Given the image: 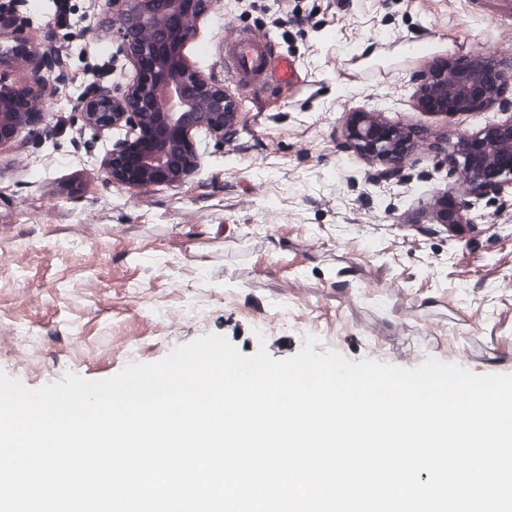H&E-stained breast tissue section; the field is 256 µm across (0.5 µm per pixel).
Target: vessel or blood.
Returning a JSON list of instances; mask_svg holds the SVG:
<instances>
[{
  "label": "vessel or blood",
  "instance_id": "obj_1",
  "mask_svg": "<svg viewBox=\"0 0 512 512\" xmlns=\"http://www.w3.org/2000/svg\"><path fill=\"white\" fill-rule=\"evenodd\" d=\"M224 73L242 87L271 83L285 89L294 83L298 66L288 53L276 51L271 39L242 27L224 41Z\"/></svg>",
  "mask_w": 512,
  "mask_h": 512
}]
</instances>
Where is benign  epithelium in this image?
<instances>
[{
    "mask_svg": "<svg viewBox=\"0 0 512 512\" xmlns=\"http://www.w3.org/2000/svg\"><path fill=\"white\" fill-rule=\"evenodd\" d=\"M117 31V53L135 66L129 86L95 84L80 100L76 121L96 133L122 130L103 162L104 181L121 189L178 186L200 166L194 136L203 132L224 144L236 133L239 112L233 95L183 59L198 22L214 13L219 0H107ZM14 9L0 5V29H12L8 58L30 66L26 85L0 73V147L25 130L47 124L49 113L35 102L46 89L53 58L38 54L23 27L14 26ZM512 92V61L476 57L439 59L420 76L417 95L430 112L463 116L479 112ZM353 151L383 165V176L397 175L412 137L378 112L354 114L348 127ZM452 161L474 191L502 194L512 190V113L480 135H463Z\"/></svg>",
    "mask_w": 512,
    "mask_h": 512,
    "instance_id": "obj_1",
    "label": "benign epithelium"
}]
</instances>
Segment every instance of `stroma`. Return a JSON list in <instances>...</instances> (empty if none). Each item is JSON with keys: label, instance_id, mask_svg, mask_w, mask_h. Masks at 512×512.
Returning <instances> with one entry per match:
<instances>
[{"label": "stroma", "instance_id": "stroma-1", "mask_svg": "<svg viewBox=\"0 0 512 512\" xmlns=\"http://www.w3.org/2000/svg\"><path fill=\"white\" fill-rule=\"evenodd\" d=\"M72 25L36 37L64 51L45 100L49 130L0 148V370L30 388L68 373L99 380L208 333L276 360L306 336L413 368L427 358L512 374V195L475 196L445 153L506 118L496 105L456 118L423 109L414 77L440 58H512V19L480 0H223L183 56L239 107L223 146L198 139L178 186L105 183L113 133L79 132L96 83H131L105 0H70ZM247 27L298 62L289 91L224 74V34ZM381 109L413 135L400 174L355 155V113ZM484 221L453 231L462 203Z\"/></svg>", "mask_w": 512, "mask_h": 512}]
</instances>
